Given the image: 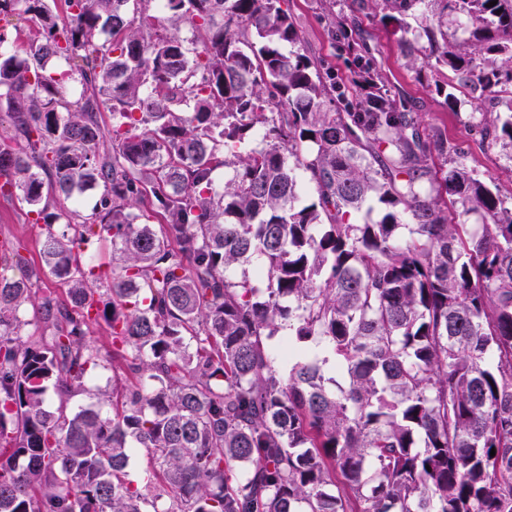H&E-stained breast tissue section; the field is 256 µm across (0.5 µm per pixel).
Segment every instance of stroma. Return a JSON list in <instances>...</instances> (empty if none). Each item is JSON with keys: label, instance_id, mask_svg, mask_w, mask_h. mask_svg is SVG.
Masks as SVG:
<instances>
[{"label": "stroma", "instance_id": "1", "mask_svg": "<svg viewBox=\"0 0 512 512\" xmlns=\"http://www.w3.org/2000/svg\"><path fill=\"white\" fill-rule=\"evenodd\" d=\"M282 7L296 19L303 42L344 85L348 102H358L360 96L352 82L349 57L333 46L327 33L338 6L332 0H284ZM356 8L361 36L397 98L418 113L422 127L436 132L449 145L461 148L466 164L475 174L493 180L503 197H511L512 152L484 139L479 119L472 116L470 106H452L445 95L436 92L433 72L418 73L406 68L396 22L375 14L368 0H356ZM33 219L19 191L0 192V244L21 243L23 256L31 266L38 267L43 260L42 237Z\"/></svg>", "mask_w": 512, "mask_h": 512}]
</instances>
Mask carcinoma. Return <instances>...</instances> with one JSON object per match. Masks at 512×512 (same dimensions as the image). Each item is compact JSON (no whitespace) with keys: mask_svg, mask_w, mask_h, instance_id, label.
I'll return each mask as SVG.
<instances>
[{"mask_svg":"<svg viewBox=\"0 0 512 512\" xmlns=\"http://www.w3.org/2000/svg\"><path fill=\"white\" fill-rule=\"evenodd\" d=\"M143 2L64 0L59 23L55 0H0L42 29L0 52V178L44 236L39 271L0 256L23 269L0 272V512H512V204L420 129L367 48L352 65L378 91L337 111L281 0H161L192 49ZM371 2L406 66L450 72L512 150V0ZM358 31L349 3L329 22L343 48ZM371 202L376 220L346 219ZM93 241L112 262L84 258ZM41 271L67 300L39 296Z\"/></svg>","mask_w":512,"mask_h":512,"instance_id":"obj_1","label":"carcinoma"}]
</instances>
